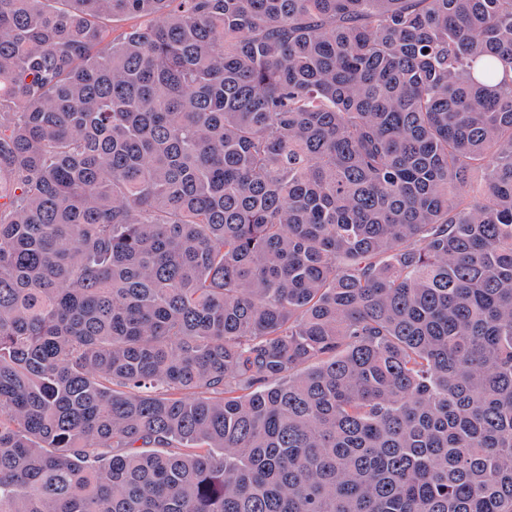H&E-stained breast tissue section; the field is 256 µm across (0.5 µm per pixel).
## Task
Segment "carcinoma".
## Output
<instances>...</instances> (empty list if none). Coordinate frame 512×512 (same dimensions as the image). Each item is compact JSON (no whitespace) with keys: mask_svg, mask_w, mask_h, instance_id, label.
<instances>
[{"mask_svg":"<svg viewBox=\"0 0 512 512\" xmlns=\"http://www.w3.org/2000/svg\"><path fill=\"white\" fill-rule=\"evenodd\" d=\"M508 69L512 0H0V512H512Z\"/></svg>","mask_w":512,"mask_h":512,"instance_id":"carcinoma-1","label":"carcinoma"}]
</instances>
